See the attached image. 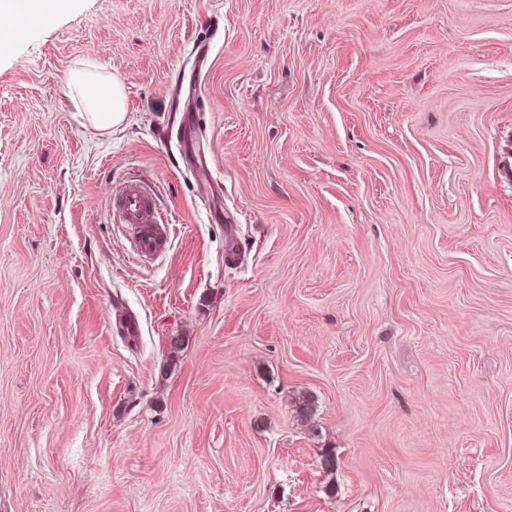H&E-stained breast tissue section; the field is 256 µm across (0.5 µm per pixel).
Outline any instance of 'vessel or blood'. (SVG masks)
I'll use <instances>...</instances> for the list:
<instances>
[{
  "label": "vessel or blood",
  "instance_id": "1",
  "mask_svg": "<svg viewBox=\"0 0 512 512\" xmlns=\"http://www.w3.org/2000/svg\"><path fill=\"white\" fill-rule=\"evenodd\" d=\"M112 207L122 223L134 231L133 251L138 257L155 258L165 252L169 236L157 210L154 185L143 179L123 183L112 193Z\"/></svg>",
  "mask_w": 512,
  "mask_h": 512
}]
</instances>
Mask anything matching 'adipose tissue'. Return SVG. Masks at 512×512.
Here are the masks:
<instances>
[{"mask_svg":"<svg viewBox=\"0 0 512 512\" xmlns=\"http://www.w3.org/2000/svg\"><path fill=\"white\" fill-rule=\"evenodd\" d=\"M73 82L82 90L95 128L107 131L124 122L125 93L118 80L94 73L78 72L75 73Z\"/></svg>","mask_w":512,"mask_h":512,"instance_id":"adipose-tissue-1","label":"adipose tissue"}]
</instances>
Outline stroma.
Masks as SVG:
<instances>
[{
	"mask_svg": "<svg viewBox=\"0 0 512 512\" xmlns=\"http://www.w3.org/2000/svg\"><path fill=\"white\" fill-rule=\"evenodd\" d=\"M511 151L512 0L28 28L0 55V512H512ZM137 177L172 221L147 262L111 206ZM73 82L82 89L84 102L95 128L112 130L124 122L125 93L118 80L94 73L77 72ZM93 90L98 92L94 93Z\"/></svg>",
	"mask_w": 512,
	"mask_h": 512,
	"instance_id": "stroma-1",
	"label": "stroma"
}]
</instances>
